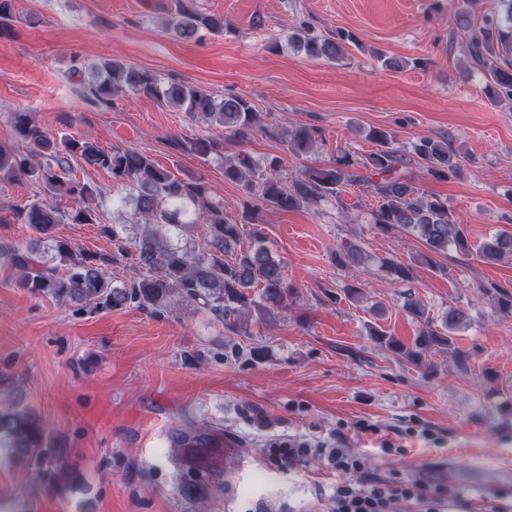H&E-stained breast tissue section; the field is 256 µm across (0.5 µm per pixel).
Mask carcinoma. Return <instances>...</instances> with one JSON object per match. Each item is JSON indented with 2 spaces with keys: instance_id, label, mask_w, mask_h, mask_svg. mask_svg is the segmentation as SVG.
I'll use <instances>...</instances> for the list:
<instances>
[{
  "instance_id": "obj_1",
  "label": "carcinoma",
  "mask_w": 512,
  "mask_h": 512,
  "mask_svg": "<svg viewBox=\"0 0 512 512\" xmlns=\"http://www.w3.org/2000/svg\"><path fill=\"white\" fill-rule=\"evenodd\" d=\"M471 4L472 0H464L456 11L457 27L469 33L471 64L487 74L490 100L512 106V63L501 60L512 52V0H497L498 8L485 14L478 25L471 19ZM12 22V0H0V34L11 30ZM165 30L180 39L201 31L222 33L224 17L200 11L197 0H174ZM351 41L353 36L346 31L325 37L308 26L289 36L294 50L313 59L336 60ZM125 87L221 127L241 141L250 139L259 128L258 112L245 97L233 95L218 101L198 86L164 84L149 70L112 59L99 62L84 94L109 104ZM12 115L15 135L26 151L0 143V180L26 179L50 197L48 201L38 198L17 211L23 223L38 234L37 239L24 250L0 247V254L17 270V287L86 312L130 305L160 311L174 298L183 297L196 302L232 333L240 329L247 314L255 311L271 321L286 307L290 288L283 263L260 242L235 251L242 236L240 225L226 218L224 202L210 199L201 179L179 178L139 152H107L91 137L52 135L29 112L16 110ZM315 135L314 129L306 127L287 132L288 150L295 156L311 152ZM369 138L376 149L365 158L338 155L330 164L305 169L289 183L273 175L281 159L260 163L248 154L226 156L220 138H183L174 145L179 152L205 162L223 159L224 180L241 185L248 197L243 204L246 219L253 215L252 198L273 208L294 210L362 187L374 198L371 223L375 228L400 230L419 239L429 266H436L435 257L448 252L450 246L470 250L467 225L448 213L447 202L421 194L409 176L412 164L437 180L457 176L460 154L448 139L421 137L405 154L395 146L396 133L390 129L375 128ZM73 160L108 170L129 190V195L113 199V209L120 212L131 202L134 213L124 223L112 225L109 233L133 249L132 261L140 277L131 284H113L105 270L111 258L86 252L55 234L60 224L95 221L92 204L100 191L72 177ZM193 224L203 226L201 243L186 236ZM475 251L488 264L512 259V234H497L475 246ZM332 260L339 269L354 270L366 262V255L349 244L337 248ZM470 321L467 308L448 307L441 316L442 330L429 325L420 329L407 354L419 357L432 347L451 345L450 334ZM0 448L26 458L56 487L67 484V470L52 463L47 432L28 409L19 405L0 408Z\"/></svg>"
}]
</instances>
